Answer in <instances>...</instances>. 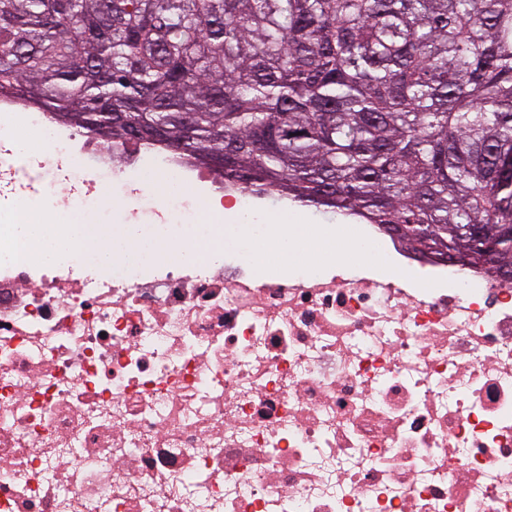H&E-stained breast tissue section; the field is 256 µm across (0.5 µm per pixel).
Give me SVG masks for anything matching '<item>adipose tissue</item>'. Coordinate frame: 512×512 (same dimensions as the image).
Segmentation results:
<instances>
[{
  "instance_id": "adipose-tissue-1",
  "label": "adipose tissue",
  "mask_w": 512,
  "mask_h": 512,
  "mask_svg": "<svg viewBox=\"0 0 512 512\" xmlns=\"http://www.w3.org/2000/svg\"><path fill=\"white\" fill-rule=\"evenodd\" d=\"M14 248L18 255L28 253L36 246L40 257L51 259L79 248L92 261H103L117 256L132 260L159 248L158 240L138 235L132 227L119 230L105 224H33L18 222L14 231Z\"/></svg>"
}]
</instances>
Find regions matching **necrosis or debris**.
Instances as JSON below:
<instances>
[{"label":"necrosis or debris","mask_w":512,"mask_h":512,"mask_svg":"<svg viewBox=\"0 0 512 512\" xmlns=\"http://www.w3.org/2000/svg\"><path fill=\"white\" fill-rule=\"evenodd\" d=\"M43 195L109 209L133 263L0 250V512H512V279L376 224L389 271L263 270L172 227L252 214L183 155L103 144L24 100Z\"/></svg>","instance_id":"necrosis-or-debris-1"}]
</instances>
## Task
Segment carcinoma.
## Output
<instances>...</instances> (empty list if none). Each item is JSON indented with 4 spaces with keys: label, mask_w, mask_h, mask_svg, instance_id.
Masks as SVG:
<instances>
[{
    "label": "carcinoma",
    "mask_w": 512,
    "mask_h": 512,
    "mask_svg": "<svg viewBox=\"0 0 512 512\" xmlns=\"http://www.w3.org/2000/svg\"><path fill=\"white\" fill-rule=\"evenodd\" d=\"M512 273V0H0V96Z\"/></svg>",
    "instance_id": "obj_1"
}]
</instances>
